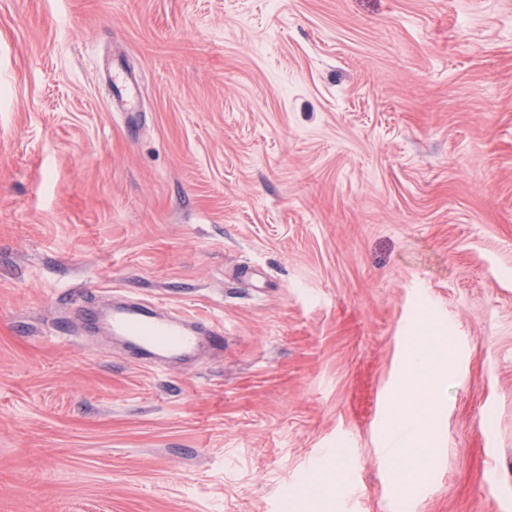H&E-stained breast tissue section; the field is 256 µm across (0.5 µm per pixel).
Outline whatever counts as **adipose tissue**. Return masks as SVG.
<instances>
[{"mask_svg": "<svg viewBox=\"0 0 512 512\" xmlns=\"http://www.w3.org/2000/svg\"><path fill=\"white\" fill-rule=\"evenodd\" d=\"M436 348V337H414L407 373L396 391L397 415L389 433L396 442L391 451L393 480L402 495L432 476L435 450L428 438L438 415L432 391L446 375L435 361Z\"/></svg>", "mask_w": 512, "mask_h": 512, "instance_id": "ef3b65f1", "label": "adipose tissue"}]
</instances>
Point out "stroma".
Here are the masks:
<instances>
[{
  "mask_svg": "<svg viewBox=\"0 0 512 512\" xmlns=\"http://www.w3.org/2000/svg\"><path fill=\"white\" fill-rule=\"evenodd\" d=\"M122 295L223 349L132 359ZM0 512H512V0H0ZM447 336H414L410 347L405 377L397 387V415L389 425L396 441L391 449L393 480L400 495L412 487L429 481L435 448L427 440L439 412L432 390L443 380L446 370L436 361L437 341Z\"/></svg>",
  "mask_w": 512,
  "mask_h": 512,
  "instance_id": "obj_1",
  "label": "stroma"
}]
</instances>
